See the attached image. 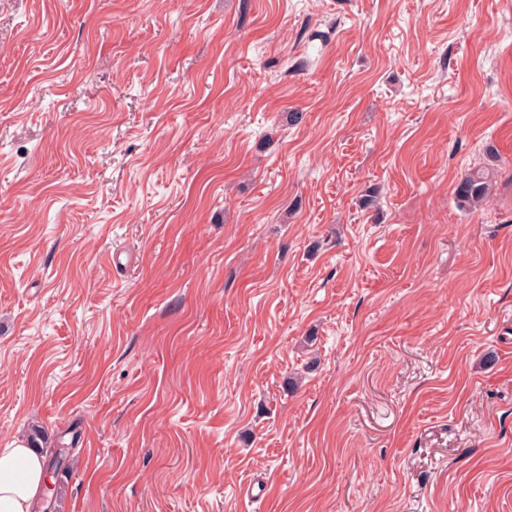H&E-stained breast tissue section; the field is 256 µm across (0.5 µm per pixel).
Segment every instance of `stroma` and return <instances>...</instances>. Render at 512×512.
I'll return each mask as SVG.
<instances>
[{
	"label": "stroma",
	"mask_w": 512,
	"mask_h": 512,
	"mask_svg": "<svg viewBox=\"0 0 512 512\" xmlns=\"http://www.w3.org/2000/svg\"><path fill=\"white\" fill-rule=\"evenodd\" d=\"M35 430L47 512H512V0H0ZM494 172L478 168L461 178L455 187V197L461 207L472 208L488 202Z\"/></svg>",
	"instance_id": "1"
}]
</instances>
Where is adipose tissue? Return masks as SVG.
<instances>
[{
	"label": "adipose tissue",
	"mask_w": 512,
	"mask_h": 512,
	"mask_svg": "<svg viewBox=\"0 0 512 512\" xmlns=\"http://www.w3.org/2000/svg\"><path fill=\"white\" fill-rule=\"evenodd\" d=\"M48 486L44 454L22 443L0 448V512H39Z\"/></svg>",
	"instance_id": "1"
}]
</instances>
